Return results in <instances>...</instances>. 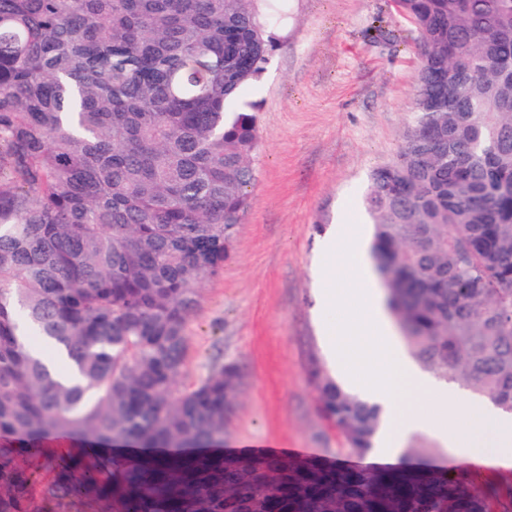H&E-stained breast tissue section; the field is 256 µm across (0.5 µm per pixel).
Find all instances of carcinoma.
<instances>
[{"instance_id": "1", "label": "carcinoma", "mask_w": 512, "mask_h": 512, "mask_svg": "<svg viewBox=\"0 0 512 512\" xmlns=\"http://www.w3.org/2000/svg\"><path fill=\"white\" fill-rule=\"evenodd\" d=\"M422 36L413 122L374 169L371 256L411 354L512 412V0H397ZM287 0H0V512H497L428 462L345 468L224 453L233 363L178 389L198 284L224 267L255 181L244 96ZM460 67L458 82L448 68ZM28 326L67 363L54 377ZM347 453L377 411L310 365ZM97 448L45 452L46 435ZM28 462L20 466L16 458Z\"/></svg>"}]
</instances>
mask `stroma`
I'll list each match as a JSON object with an SVG mask.
<instances>
[{
    "label": "stroma",
    "mask_w": 512,
    "mask_h": 512,
    "mask_svg": "<svg viewBox=\"0 0 512 512\" xmlns=\"http://www.w3.org/2000/svg\"><path fill=\"white\" fill-rule=\"evenodd\" d=\"M416 29L393 0H288V21L249 99L260 101L251 205L223 269L199 284L178 387L235 363L239 394L228 453L339 455L311 358L335 374L315 313L325 283L318 245L368 218L371 171L396 160L421 66Z\"/></svg>",
    "instance_id": "1"
}]
</instances>
